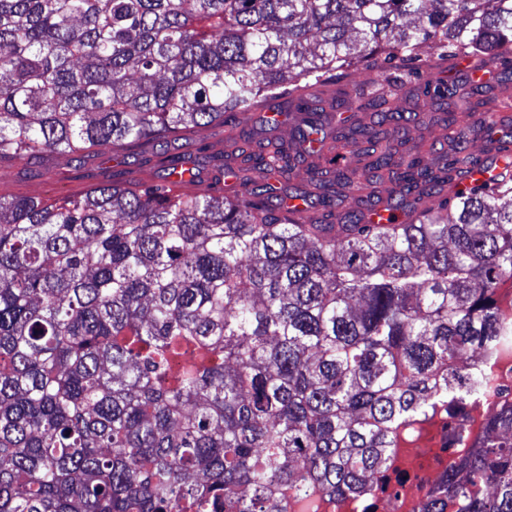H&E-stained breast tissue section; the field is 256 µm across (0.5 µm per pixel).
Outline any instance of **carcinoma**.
I'll return each instance as SVG.
<instances>
[{
	"label": "carcinoma",
	"instance_id": "obj_1",
	"mask_svg": "<svg viewBox=\"0 0 512 512\" xmlns=\"http://www.w3.org/2000/svg\"><path fill=\"white\" fill-rule=\"evenodd\" d=\"M422 48L512 65V0H0V172L157 158L0 196V512H321L435 405L486 399L467 359L512 349V164L463 182L472 93L405 69ZM362 61L370 114L337 87ZM443 100L441 148L399 151ZM270 101L289 139L242 146ZM423 512H512V405ZM139 158H113L112 151L98 156L72 159H32L17 162L8 179L0 181V195L32 196L41 199L61 194L77 195L90 186L112 180L115 175H145Z\"/></svg>",
	"mask_w": 512,
	"mask_h": 512
}]
</instances>
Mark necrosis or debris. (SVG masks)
Listing matches in <instances>:
<instances>
[{
    "mask_svg": "<svg viewBox=\"0 0 512 512\" xmlns=\"http://www.w3.org/2000/svg\"><path fill=\"white\" fill-rule=\"evenodd\" d=\"M466 419L469 437L458 441L452 430ZM483 410L467 406L464 415L448 413L427 427L415 448L392 450L387 468L371 474L365 496H346L328 504V512H422L440 478L454 469L459 457L480 437Z\"/></svg>",
    "mask_w": 512,
    "mask_h": 512,
    "instance_id": "1",
    "label": "necrosis or debris"
}]
</instances>
